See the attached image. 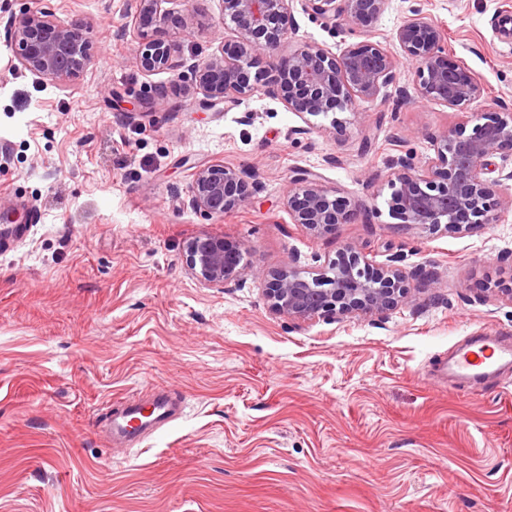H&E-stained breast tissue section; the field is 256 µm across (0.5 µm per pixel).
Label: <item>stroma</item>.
Here are the masks:
<instances>
[{"mask_svg": "<svg viewBox=\"0 0 512 512\" xmlns=\"http://www.w3.org/2000/svg\"><path fill=\"white\" fill-rule=\"evenodd\" d=\"M137 6L0 0V203L18 217L0 238V512H512V368L471 389L437 368L474 332L512 337V210L446 235L401 227L387 205L392 158L423 166L429 134L472 110L421 98L405 61L339 130L261 93L208 109L191 76L137 66ZM163 8L177 55L203 61L236 40L222 0ZM505 9L512 0H390L364 32L291 0L289 45L337 55L370 39L395 53L416 11L481 81L476 109L501 112ZM40 10L89 43V64L62 82L17 70L3 36ZM214 162L258 182L221 218L187 204L194 170ZM309 171L367 220L325 236L292 223L285 198ZM204 234L249 247L228 287L185 263ZM348 242L436 279L409 280V303L386 317L298 324L271 310L266 281L291 255L317 273ZM155 385L180 393L178 418L110 445L100 415Z\"/></svg>", "mask_w": 512, "mask_h": 512, "instance_id": "35a3bbf8", "label": "stroma"}]
</instances>
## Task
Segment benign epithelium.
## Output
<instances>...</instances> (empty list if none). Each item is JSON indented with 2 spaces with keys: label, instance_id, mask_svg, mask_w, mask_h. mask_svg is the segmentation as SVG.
Wrapping results in <instances>:
<instances>
[{
  "label": "benign epithelium",
  "instance_id": "obj_1",
  "mask_svg": "<svg viewBox=\"0 0 512 512\" xmlns=\"http://www.w3.org/2000/svg\"><path fill=\"white\" fill-rule=\"evenodd\" d=\"M165 0H139L133 27L140 40L136 61L146 73L190 71L196 88L215 107L240 102L258 92L277 99L302 117H327L352 108L358 100H372L393 83L397 58L379 41L352 43L336 55L305 44L284 55L288 40L287 15L291 0H223L224 16L237 33L233 47L206 61L174 54L160 32ZM390 0H302L305 11L328 20L339 19L350 29L367 31L387 9ZM16 67L21 71L60 80L89 61V48L80 29L53 13L35 11L8 29ZM402 57L415 64L414 79L422 98L458 107L478 101L484 88L465 66L448 58L442 47L443 30L427 17L413 13L394 35ZM433 155L416 167L400 157L388 184L391 208L401 225L420 231L468 234L493 224L512 209V196L500 194L512 170L494 168L493 159L512 160V112L491 116L474 113L468 126L428 136ZM498 172V177L489 174ZM300 187L286 199L292 223L321 236L348 224L353 213L306 173ZM257 190L248 175L229 166L197 168L188 190V205L211 217L242 208ZM248 246L233 244L222 235L193 238L186 247V265L202 282L225 287L244 273ZM293 255L276 271L264 289L270 308L291 320L364 315L384 316L409 303L408 276L434 279V272L416 267L406 272L395 261L385 264L367 258L354 243H346L318 274L299 265Z\"/></svg>",
  "mask_w": 512,
  "mask_h": 512
}]
</instances>
